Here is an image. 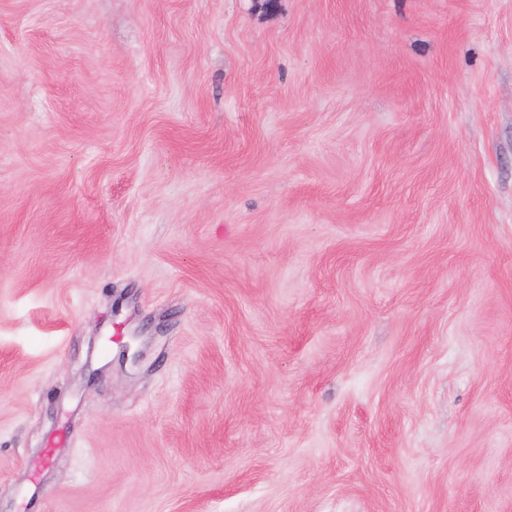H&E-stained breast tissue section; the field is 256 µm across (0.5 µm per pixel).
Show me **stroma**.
Listing matches in <instances>:
<instances>
[{
    "instance_id": "35a3bbf8",
    "label": "stroma",
    "mask_w": 512,
    "mask_h": 512,
    "mask_svg": "<svg viewBox=\"0 0 512 512\" xmlns=\"http://www.w3.org/2000/svg\"><path fill=\"white\" fill-rule=\"evenodd\" d=\"M0 512H512V0H0Z\"/></svg>"
}]
</instances>
